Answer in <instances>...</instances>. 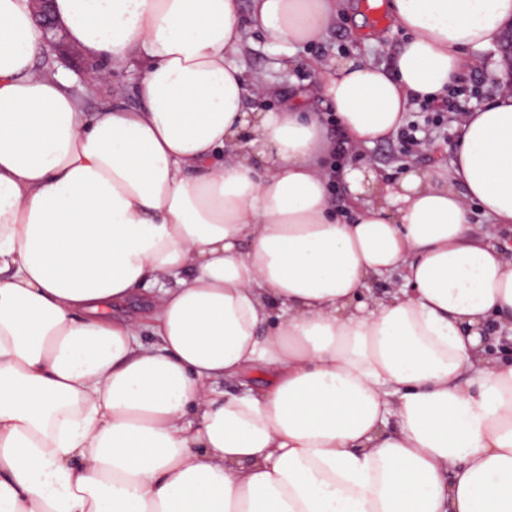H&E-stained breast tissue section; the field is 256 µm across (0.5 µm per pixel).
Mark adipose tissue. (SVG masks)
I'll list each match as a JSON object with an SVG mask.
<instances>
[{"instance_id": "1", "label": "adipose tissue", "mask_w": 512, "mask_h": 512, "mask_svg": "<svg viewBox=\"0 0 512 512\" xmlns=\"http://www.w3.org/2000/svg\"><path fill=\"white\" fill-rule=\"evenodd\" d=\"M347 6L54 0L95 86L142 74L88 112L0 0V512H512V361L482 337L512 333V91L447 166L356 160L512 0H389L390 63H313L261 107L251 29L287 71ZM84 100L87 105V109L91 112L96 111L104 103H109L113 106L126 108H131L138 104L136 98L133 96L131 91H128V93L124 97L112 98L110 97L108 92L102 90L98 91L95 94L86 95L84 97Z\"/></svg>"}]
</instances>
